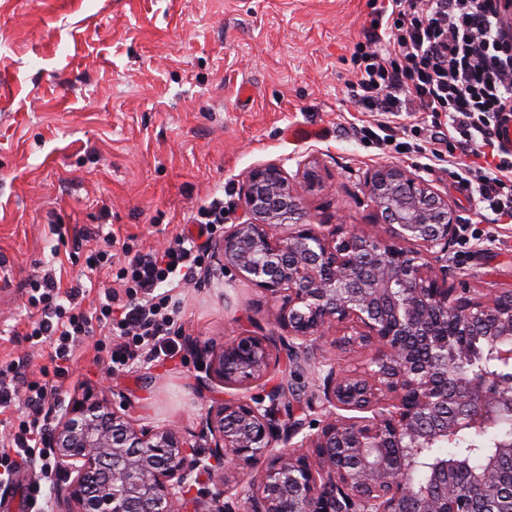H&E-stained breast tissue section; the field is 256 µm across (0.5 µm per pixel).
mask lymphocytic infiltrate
I'll list each match as a JSON object with an SVG mask.
<instances>
[{"label":"lymphocytic infiltrate","mask_w":512,"mask_h":512,"mask_svg":"<svg viewBox=\"0 0 512 512\" xmlns=\"http://www.w3.org/2000/svg\"><path fill=\"white\" fill-rule=\"evenodd\" d=\"M384 31L368 30L354 46L357 79L347 94L361 111L399 117L428 112L449 117L454 147L481 155L500 150L494 129L501 113L512 112V38L502 34L490 0H383L378 12ZM385 50H378V41ZM483 210L495 218H512V165L506 161L470 169ZM204 246L175 236L164 250H148L116 259L111 245L91 250L84 278L117 273L123 294L106 293L95 305L82 281L63 287L55 269L30 283L29 303L39 316L27 334L47 342L53 361L72 362L94 330L122 338L111 351L108 368L126 366L144 354L171 349L169 331L178 303L160 293L162 284H184L196 275ZM55 386L30 381L16 385L0 376V415L15 431L0 450V485H9L19 462L43 456L48 429L45 405ZM24 402L27 414L16 420L10 411Z\"/></svg>","instance_id":"obj_1"}]
</instances>
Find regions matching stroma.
<instances>
[{
  "label": "stroma",
  "instance_id": "1",
  "mask_svg": "<svg viewBox=\"0 0 512 512\" xmlns=\"http://www.w3.org/2000/svg\"><path fill=\"white\" fill-rule=\"evenodd\" d=\"M376 0H0V366L59 386V406L90 394L124 404L142 426L199 430L223 387L202 389L199 351L269 328L276 307L262 290L224 271L217 250L177 294L174 356L106 371L89 337L67 371L27 339L30 282L82 270L85 252L116 236L137 252L162 249L190 229L193 208L214 197L241 211L254 166L299 161L325 171L304 192L314 222L373 223L363 174L398 165L421 172L453 206L459 234L448 252L449 283L488 287L512 279V223L485 218L475 185L448 153H435L427 112L402 115L393 141L361 134L383 115L360 112L345 91L352 54ZM293 127L322 129L292 140ZM62 233H55V225ZM21 464L12 487L54 504L61 473L39 481Z\"/></svg>",
  "mask_w": 512,
  "mask_h": 512
}]
</instances>
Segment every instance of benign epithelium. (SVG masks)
I'll use <instances>...</instances> for the list:
<instances>
[{
	"instance_id": "obj_1",
	"label": "benign epithelium",
	"mask_w": 512,
	"mask_h": 512,
	"mask_svg": "<svg viewBox=\"0 0 512 512\" xmlns=\"http://www.w3.org/2000/svg\"><path fill=\"white\" fill-rule=\"evenodd\" d=\"M301 178L309 190L324 184L309 162ZM364 186L381 232L311 223L278 162L248 172L241 215L219 250L224 268L277 304L273 329L202 351L201 386L230 394L189 437L142 427L89 395L73 400L45 440L70 480L61 512H180L196 470L210 475L208 512H225L231 465L246 469L247 512H512V438L426 454L512 414L503 386L512 371V281L448 285L456 214L419 174L376 167ZM339 324L350 334L330 347L362 354L363 363L339 372L323 358L309 395L295 378ZM284 348L292 382L279 377ZM460 359L482 368L451 373ZM254 387L260 395H245ZM304 402L324 410L314 433L297 418ZM416 468L427 472L420 483Z\"/></svg>"
}]
</instances>
